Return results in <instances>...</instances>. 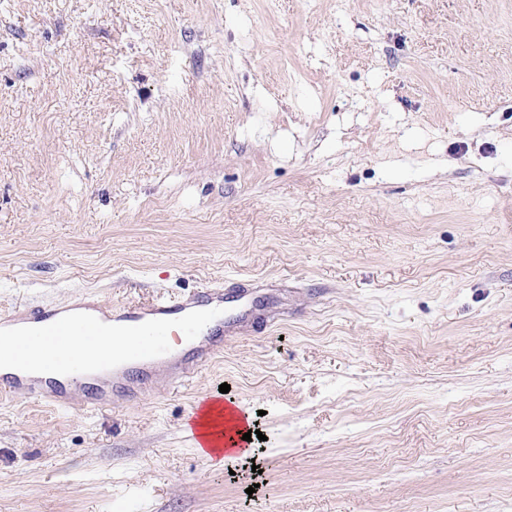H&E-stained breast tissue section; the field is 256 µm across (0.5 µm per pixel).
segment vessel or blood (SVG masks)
I'll use <instances>...</instances> for the list:
<instances>
[{
	"label": "vessel or blood",
	"instance_id": "vessel-or-blood-1",
	"mask_svg": "<svg viewBox=\"0 0 512 512\" xmlns=\"http://www.w3.org/2000/svg\"><path fill=\"white\" fill-rule=\"evenodd\" d=\"M0 330V356L8 358L13 374H0V391L63 409L100 411L140 395L164 363L169 383H181L207 365L224 349V295L220 290H200L177 299L106 307L96 302L39 307L7 318ZM31 327L43 351H55L69 332L85 336H121L129 350L115 354L98 348L66 358L63 365L29 374L30 355L17 344V331ZM235 423L246 416L238 407H225L223 398H205L193 410L196 434H208V447L220 448L224 436L212 428L220 411Z\"/></svg>",
	"mask_w": 512,
	"mask_h": 512
}]
</instances>
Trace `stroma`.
<instances>
[{
  "instance_id": "35a3bbf8",
  "label": "stroma",
  "mask_w": 512,
  "mask_h": 512,
  "mask_svg": "<svg viewBox=\"0 0 512 512\" xmlns=\"http://www.w3.org/2000/svg\"><path fill=\"white\" fill-rule=\"evenodd\" d=\"M201 288L184 386L0 394V512H512V0H0V319ZM227 402H224L222 397H213V398H204L200 402H198L194 406L193 414L191 419H193L194 431L196 434V438L202 448H197L198 452L201 454L204 453L203 448H224V436L221 433L219 428H214L210 426L209 422L218 421L222 423V417H219V412L222 411L223 406ZM211 410V414L207 415V418L204 420V414ZM196 422H199L196 424ZM204 433H212L208 437V441L206 442V438L202 436Z\"/></svg>"
}]
</instances>
